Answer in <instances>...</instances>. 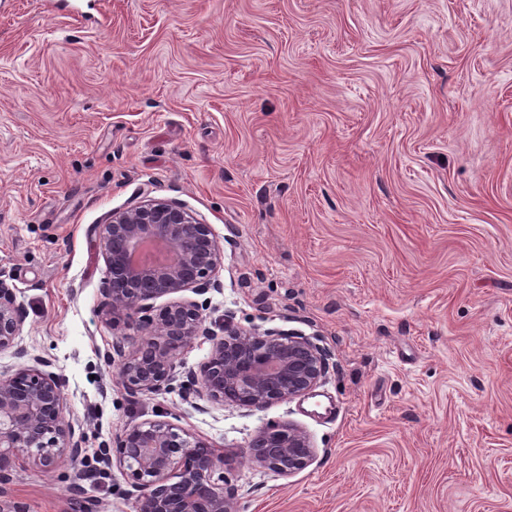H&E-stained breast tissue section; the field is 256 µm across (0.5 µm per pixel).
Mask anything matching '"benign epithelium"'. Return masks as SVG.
Instances as JSON below:
<instances>
[{
	"label": "benign epithelium",
	"instance_id": "1",
	"mask_svg": "<svg viewBox=\"0 0 512 512\" xmlns=\"http://www.w3.org/2000/svg\"><path fill=\"white\" fill-rule=\"evenodd\" d=\"M106 280L101 294L112 329L124 322L106 359L131 393L160 394L177 386L188 396L263 408L307 395L329 366L330 353L298 333L245 330L225 318L205 326L209 299L172 300L160 310L153 301L187 290L202 296L222 288L221 248L211 225L178 203L150 199L112 213L99 225ZM164 245L173 258L143 265L129 253ZM25 320L15 290L0 279V351L15 348ZM135 334H130V331ZM209 342L205 361L176 371L179 352L198 339ZM37 366L0 373V483L10 479L19 458L42 471L78 459L87 442L65 417V382ZM315 449L292 424L261 428L249 443L251 462L290 476L305 468ZM107 465L116 464L133 488L135 512H231L224 490L227 456L205 440L166 420L123 428Z\"/></svg>",
	"mask_w": 512,
	"mask_h": 512
}]
</instances>
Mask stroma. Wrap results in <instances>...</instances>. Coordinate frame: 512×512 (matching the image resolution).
<instances>
[{
    "mask_svg": "<svg viewBox=\"0 0 512 512\" xmlns=\"http://www.w3.org/2000/svg\"><path fill=\"white\" fill-rule=\"evenodd\" d=\"M183 204L220 246L208 322L331 350L263 408L132 395L98 227ZM0 279L86 457L168 420L236 512H512V0H0ZM290 423L313 461L249 462ZM16 464L0 512H134L120 468Z\"/></svg>",
    "mask_w": 512,
    "mask_h": 512,
    "instance_id": "obj_1",
    "label": "stroma"
}]
</instances>
